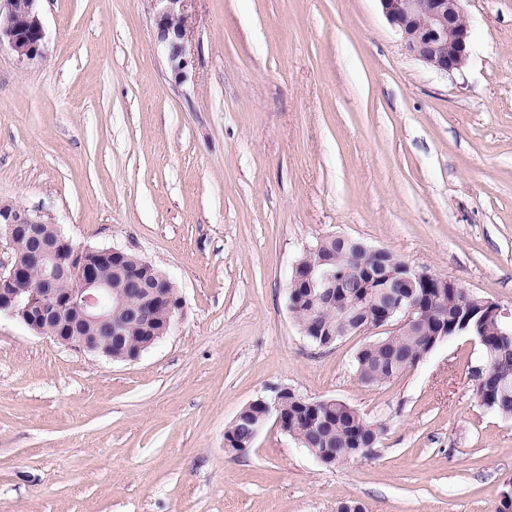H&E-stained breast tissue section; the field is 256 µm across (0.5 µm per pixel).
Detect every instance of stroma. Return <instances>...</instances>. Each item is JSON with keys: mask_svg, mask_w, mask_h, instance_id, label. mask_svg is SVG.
<instances>
[{"mask_svg": "<svg viewBox=\"0 0 512 512\" xmlns=\"http://www.w3.org/2000/svg\"><path fill=\"white\" fill-rule=\"evenodd\" d=\"M464 9L446 76L379 0H196L179 82L150 0H42V59L0 49V202L148 259L183 308L132 361L0 315V512H496L512 418L478 402L473 337L371 386L367 336L316 347L288 309L332 234L512 306V0ZM284 388L380 422L378 444L327 467L270 422L225 452Z\"/></svg>", "mask_w": 512, "mask_h": 512, "instance_id": "1", "label": "stroma"}]
</instances>
